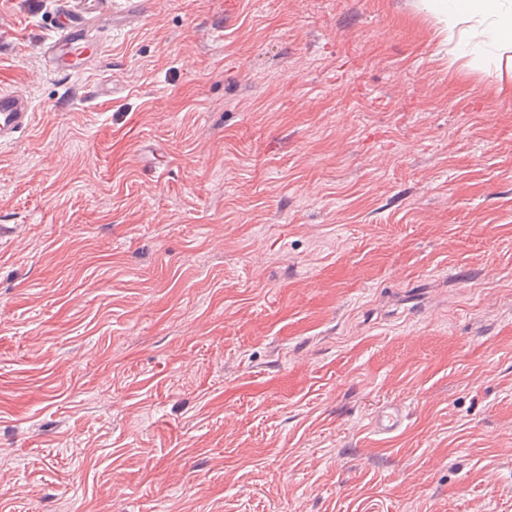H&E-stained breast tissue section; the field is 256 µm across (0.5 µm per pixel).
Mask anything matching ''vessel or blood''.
Instances as JSON below:
<instances>
[{"mask_svg":"<svg viewBox=\"0 0 512 512\" xmlns=\"http://www.w3.org/2000/svg\"><path fill=\"white\" fill-rule=\"evenodd\" d=\"M86 0H57L51 17L52 37L40 45L49 73L66 77L84 76L105 45L97 33L101 21L111 27L130 28L143 20L145 0H123L106 11H93ZM34 119L30 97L20 89L0 90V147L13 143L16 133L29 128ZM407 415L401 402L378 405L370 425L380 435H392L403 427Z\"/></svg>","mask_w":512,"mask_h":512,"instance_id":"b4317fda","label":"vessel or blood"}]
</instances>
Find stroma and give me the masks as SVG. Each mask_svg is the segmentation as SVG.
Masks as SVG:
<instances>
[{
	"instance_id": "1",
	"label": "stroma",
	"mask_w": 512,
	"mask_h": 512,
	"mask_svg": "<svg viewBox=\"0 0 512 512\" xmlns=\"http://www.w3.org/2000/svg\"><path fill=\"white\" fill-rule=\"evenodd\" d=\"M55 2L0 0L35 106L0 149V512H512L503 80L420 0H147L64 81ZM407 415L401 402L393 400L378 405L371 415L370 425L379 435H392L403 427Z\"/></svg>"
}]
</instances>
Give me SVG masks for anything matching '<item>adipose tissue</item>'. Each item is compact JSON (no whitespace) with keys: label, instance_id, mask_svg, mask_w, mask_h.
I'll use <instances>...</instances> for the list:
<instances>
[{"label":"adipose tissue","instance_id":"1","mask_svg":"<svg viewBox=\"0 0 512 512\" xmlns=\"http://www.w3.org/2000/svg\"><path fill=\"white\" fill-rule=\"evenodd\" d=\"M448 42L463 40L474 68L501 71L512 63V0H424Z\"/></svg>","mask_w":512,"mask_h":512}]
</instances>
